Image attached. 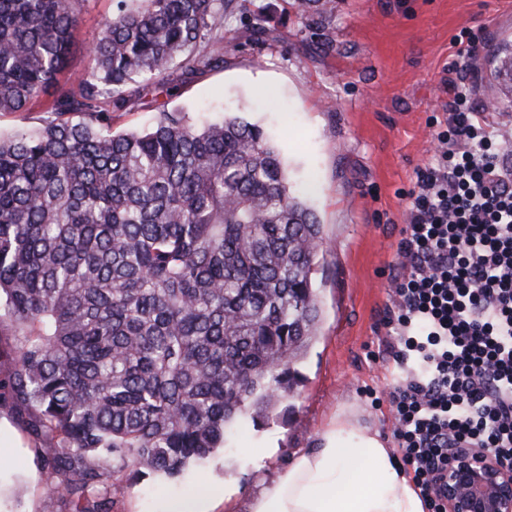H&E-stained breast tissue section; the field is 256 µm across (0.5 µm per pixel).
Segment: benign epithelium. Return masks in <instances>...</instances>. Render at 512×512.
Listing matches in <instances>:
<instances>
[{
  "instance_id": "benign-epithelium-1",
  "label": "benign epithelium",
  "mask_w": 512,
  "mask_h": 512,
  "mask_svg": "<svg viewBox=\"0 0 512 512\" xmlns=\"http://www.w3.org/2000/svg\"><path fill=\"white\" fill-rule=\"evenodd\" d=\"M437 492L447 512H512V469L486 450L455 448Z\"/></svg>"
}]
</instances>
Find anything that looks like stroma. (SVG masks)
Listing matches in <instances>:
<instances>
[{
    "label": "stroma",
    "instance_id": "35a3bbf8",
    "mask_svg": "<svg viewBox=\"0 0 512 512\" xmlns=\"http://www.w3.org/2000/svg\"><path fill=\"white\" fill-rule=\"evenodd\" d=\"M270 4L266 41L255 40L246 11L224 16V67L199 73L165 106L195 124L234 115L259 125L277 147L293 194L316 213L322 245L316 287L317 335L296 368L293 396L261 424L243 415L225 451L175 479L145 467L106 464L111 512H162L172 501L208 491L212 512H249L299 448H309L337 409L357 411L363 426L391 439L388 403L371 407L366 388L385 392L401 371L383 352L379 322L393 300L391 270L416 170L433 153L436 120L448 99L443 68L469 37L481 39L473 61L474 99L491 112L500 147L512 158V102H500L487 56L512 38V0H333L320 34L307 32L295 0ZM117 0H85L69 73L90 64L88 49ZM23 407L0 416V512H69L47 497L40 462L55 441L35 439ZM262 442L257 463L242 448Z\"/></svg>",
    "mask_w": 512,
    "mask_h": 512
}]
</instances>
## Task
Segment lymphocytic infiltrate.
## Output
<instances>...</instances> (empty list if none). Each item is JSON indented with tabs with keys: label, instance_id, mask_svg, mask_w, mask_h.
Returning a JSON list of instances; mask_svg holds the SVG:
<instances>
[{
	"label": "lymphocytic infiltrate",
	"instance_id": "lymphocytic-infiltrate-1",
	"mask_svg": "<svg viewBox=\"0 0 512 512\" xmlns=\"http://www.w3.org/2000/svg\"><path fill=\"white\" fill-rule=\"evenodd\" d=\"M475 44L446 66V127L416 172L382 343L405 369L388 393L400 469L426 512L454 448L512 466V178L497 129L472 99Z\"/></svg>",
	"mask_w": 512,
	"mask_h": 512
}]
</instances>
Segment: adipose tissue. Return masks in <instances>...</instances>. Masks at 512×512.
<instances>
[{
    "label": "adipose tissue",
    "mask_w": 512,
    "mask_h": 512,
    "mask_svg": "<svg viewBox=\"0 0 512 512\" xmlns=\"http://www.w3.org/2000/svg\"><path fill=\"white\" fill-rule=\"evenodd\" d=\"M249 512H424L378 431L342 409L267 484Z\"/></svg>",
    "instance_id": "obj_1"
}]
</instances>
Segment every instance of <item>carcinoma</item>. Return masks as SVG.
<instances>
[{
	"label": "carcinoma",
	"instance_id": "carcinoma-1",
	"mask_svg": "<svg viewBox=\"0 0 512 512\" xmlns=\"http://www.w3.org/2000/svg\"><path fill=\"white\" fill-rule=\"evenodd\" d=\"M83 2L0 0V114L51 95L42 126L0 136V318L16 336L0 403L56 440L47 491L109 512L105 463L177 477L293 393L322 237L261 128L164 108L113 129L148 85L224 68L235 0H118L65 86ZM299 8L320 25L331 0ZM489 62L511 93L512 43Z\"/></svg>",
	"mask_w": 512,
	"mask_h": 512
}]
</instances>
